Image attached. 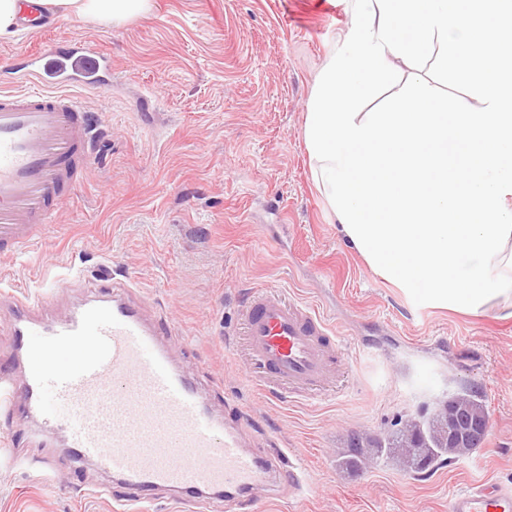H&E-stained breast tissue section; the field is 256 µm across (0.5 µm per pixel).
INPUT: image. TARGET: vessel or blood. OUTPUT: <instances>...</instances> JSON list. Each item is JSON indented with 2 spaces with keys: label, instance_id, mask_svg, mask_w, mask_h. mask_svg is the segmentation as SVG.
Segmentation results:
<instances>
[{
  "label": "vessel or blood",
  "instance_id": "obj_1",
  "mask_svg": "<svg viewBox=\"0 0 512 512\" xmlns=\"http://www.w3.org/2000/svg\"><path fill=\"white\" fill-rule=\"evenodd\" d=\"M25 58L39 89L0 92L1 258L37 243L93 167L98 129L74 90L112 72L111 55L87 49L78 35L65 50ZM133 286L129 279L97 284L82 310L51 322L36 319V304L16 302L9 333L24 371L16 379L0 369V407L23 396L27 416L64 433L77 458L116 476L109 495L122 506L164 488L192 505L260 487L271 498L299 496L302 467L285 451L248 449L240 409L212 415L176 367L171 331L129 300ZM243 316L247 356L263 390L308 394L343 363L338 336L312 305L261 291ZM448 512H512V485L471 484L450 497Z\"/></svg>",
  "mask_w": 512,
  "mask_h": 512
}]
</instances>
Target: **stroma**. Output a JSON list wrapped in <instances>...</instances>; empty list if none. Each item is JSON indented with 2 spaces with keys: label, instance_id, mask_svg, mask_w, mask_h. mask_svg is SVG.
<instances>
[{
  "label": "stroma",
  "instance_id": "obj_1",
  "mask_svg": "<svg viewBox=\"0 0 512 512\" xmlns=\"http://www.w3.org/2000/svg\"><path fill=\"white\" fill-rule=\"evenodd\" d=\"M351 0H157L119 26L60 19L0 40V91H25V50L80 35L112 57L107 88H79L101 111L95 166L46 236L0 260V324L11 296L62 277L45 318L124 275L148 317L175 327L174 356L214 414L248 415L260 448L306 465L293 501L258 492L250 512H448L481 479L512 482V319L416 305L340 236L312 177L304 128L317 79L350 41ZM450 107L468 91L439 56L420 63ZM256 290L317 306L342 340L337 379L295 401L248 375L242 310ZM476 392L490 426L481 448L420 472L395 461L341 470L350 435L376 437L450 396ZM113 478L76 459L62 434H0V512H113L92 496Z\"/></svg>",
  "mask_w": 512,
  "mask_h": 512
}]
</instances>
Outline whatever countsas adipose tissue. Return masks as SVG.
Wrapping results in <instances>:
<instances>
[{
    "mask_svg": "<svg viewBox=\"0 0 512 512\" xmlns=\"http://www.w3.org/2000/svg\"><path fill=\"white\" fill-rule=\"evenodd\" d=\"M79 22L148 17L155 0H37ZM470 89L443 106L419 74L387 112L356 105L393 60L435 49ZM305 139L346 243L414 303L512 317V0H367L335 47Z\"/></svg>",
    "mask_w": 512,
    "mask_h": 512,
    "instance_id": "ef3b65f1",
    "label": "adipose tissue"
}]
</instances>
